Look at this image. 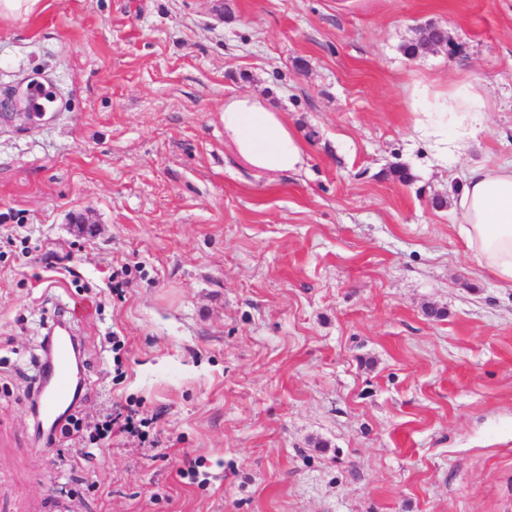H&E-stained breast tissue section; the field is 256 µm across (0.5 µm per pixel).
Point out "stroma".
Instances as JSON below:
<instances>
[{
	"label": "stroma",
	"mask_w": 512,
	"mask_h": 512,
	"mask_svg": "<svg viewBox=\"0 0 512 512\" xmlns=\"http://www.w3.org/2000/svg\"><path fill=\"white\" fill-rule=\"evenodd\" d=\"M428 23L449 46L406 56ZM468 79L486 131L443 168L412 93ZM242 93L283 112L303 170L225 141ZM10 97L0 225L28 232L0 248V512H512V288L455 207L470 168L512 161V0H42L0 21ZM74 301L84 424L132 408L158 447L41 444L39 338Z\"/></svg>",
	"instance_id": "obj_1"
}]
</instances>
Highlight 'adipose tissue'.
Instances as JSON below:
<instances>
[{
    "mask_svg": "<svg viewBox=\"0 0 512 512\" xmlns=\"http://www.w3.org/2000/svg\"><path fill=\"white\" fill-rule=\"evenodd\" d=\"M413 95L418 101L412 109L414 138L429 145L438 165L466 156L485 130L487 104L480 85L461 81L433 97L419 84ZM221 119L225 137L250 167L283 173L305 166L301 139L262 97H225ZM458 207L459 231L477 266L512 287V162L470 171Z\"/></svg>",
    "mask_w": 512,
    "mask_h": 512,
    "instance_id": "obj_1",
    "label": "adipose tissue"
}]
</instances>
